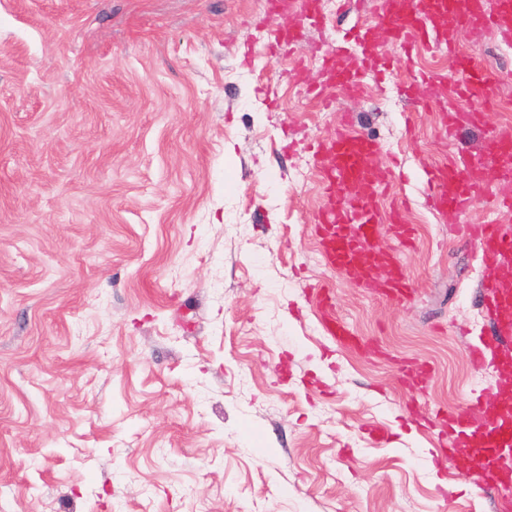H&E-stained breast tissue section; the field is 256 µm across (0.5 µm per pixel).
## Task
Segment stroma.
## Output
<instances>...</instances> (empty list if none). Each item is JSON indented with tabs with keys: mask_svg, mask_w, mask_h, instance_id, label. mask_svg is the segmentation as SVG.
Instances as JSON below:
<instances>
[{
	"mask_svg": "<svg viewBox=\"0 0 512 512\" xmlns=\"http://www.w3.org/2000/svg\"><path fill=\"white\" fill-rule=\"evenodd\" d=\"M374 0H319L310 70ZM268 0H0V512H494L448 483L433 420L498 375L481 255L490 200L427 201L422 161L512 130V85L441 143L446 102L397 92L404 52L360 98L313 105L275 60ZM381 147L417 227L389 235L413 293H366L326 264L307 141L343 113ZM330 288L360 347L324 332ZM426 364L425 394L402 361Z\"/></svg>",
	"mask_w": 512,
	"mask_h": 512,
	"instance_id": "stroma-1",
	"label": "stroma"
}]
</instances>
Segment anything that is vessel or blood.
<instances>
[{
  "instance_id": "obj_1",
  "label": "vessel or blood",
  "mask_w": 512,
  "mask_h": 512,
  "mask_svg": "<svg viewBox=\"0 0 512 512\" xmlns=\"http://www.w3.org/2000/svg\"><path fill=\"white\" fill-rule=\"evenodd\" d=\"M371 21L320 58V76L311 78L303 62H296L292 76L305 88L307 97L331 106L336 93L360 96L369 73L383 70L381 41L401 50L456 49L458 29H466L472 47H481L489 33L512 34V0H378ZM324 22L318 8L302 13L298 25L279 28L271 46L273 57H290L301 41L303 25ZM512 82V73L478 67H463L461 76L408 71L401 84L402 96L414 103H427L447 95L451 99L493 103L502 85ZM476 110H452L443 116V134L452 136L480 127ZM312 154L320 163L326 197L315 225L322 255L369 294L394 301L408 299L411 290L398 257L380 248L382 233L400 242L415 238L414 225L406 223L404 209L395 205L381 212L376 199L391 179L380 167L379 143L360 132L351 115H344L333 134L314 141ZM429 196L434 208L460 215L482 198L498 209L512 210V136L487 138L481 151L468 158L448 154L443 163L426 170ZM486 269L480 302L491 317L493 336L470 347L468 357L476 366L495 368L499 383L488 386L466 404L439 417L441 435L450 439V449L461 475L471 463H479L480 490L493 493L497 512H512V228L487 222L466 227ZM323 309L326 333L342 345L357 341L345 322L331 310L330 297L316 291Z\"/></svg>"
}]
</instances>
